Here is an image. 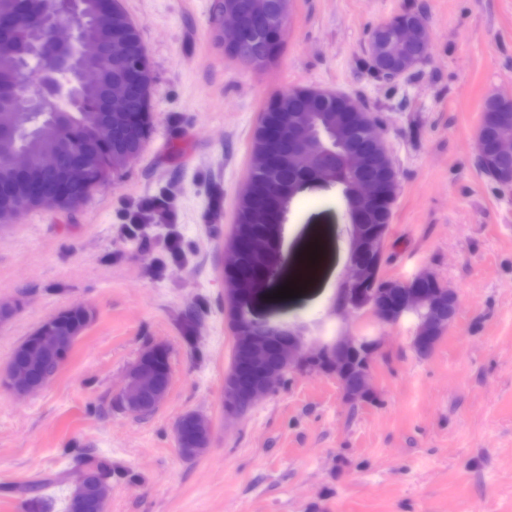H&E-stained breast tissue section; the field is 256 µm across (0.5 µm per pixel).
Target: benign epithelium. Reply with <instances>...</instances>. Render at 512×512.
Wrapping results in <instances>:
<instances>
[{"instance_id":"benign-epithelium-1","label":"benign epithelium","mask_w":512,"mask_h":512,"mask_svg":"<svg viewBox=\"0 0 512 512\" xmlns=\"http://www.w3.org/2000/svg\"><path fill=\"white\" fill-rule=\"evenodd\" d=\"M291 2L221 0L217 34L224 43V52L249 67L260 69L270 65L280 50V36L290 18ZM80 10L81 5L77 2L67 15L49 21L41 0H21L20 8V13L35 26L47 27L45 44L56 71L73 73L79 87L95 94L97 112L93 113L86 134L68 149L69 164L62 170L53 166L47 171L48 179L54 183V191L52 196L45 198V202L63 203L71 208L79 205V201L72 196L73 188L87 182L89 173L96 166V155H108V168L116 171L139 154L137 150L130 151L125 143L112 146V136L117 126V122L113 121V106L124 104L132 86L141 88L148 96L152 94V75L144 59H131L123 39L112 35L110 30L97 37L87 35ZM251 19L263 21V36L272 46L268 56H256L247 50V37L252 35L249 28ZM428 36V26L424 21L402 25L395 32L371 39L369 52L379 61L401 58L402 70L396 72L400 76L423 62L424 52L414 53L411 48H423ZM0 89L40 107L49 101L67 103L71 98V80L53 82L49 72L44 70L24 69L19 73L15 85H3ZM361 113L363 110L351 102L336 125V135L342 143L347 169L354 177L355 196L360 206L356 222L352 224L350 272L340 288L337 306L342 311L371 316L386 326H395L405 319L412 320V346L423 357L433 347L436 334L447 333L455 322L460 307L459 296L427 269L407 280L386 279L388 286L396 293L393 302L385 301L376 292L364 288L365 284L378 277L377 262L384 256L385 237L379 232L370 231L369 225L361 222V217L374 211L380 204L387 194L389 181L358 177L368 167L370 154L360 150L357 138L364 134L385 156H390V152L376 121L371 120L363 126L359 124L357 116ZM324 151L325 142L317 128L307 124L303 115L294 116L288 123V156L303 165L317 160ZM496 157L504 167L512 161V134L506 132L498 138ZM33 167L28 154L6 146L0 154V168L9 176L3 190L13 192L21 186L26 195L41 196V184L32 180ZM27 212L26 201L15 203L11 210L0 217V228L15 223ZM224 304L232 325L234 347L245 353L247 364L255 376L253 386L243 394L224 389L226 413H244L274 392L289 372L334 377L345 398L352 403L363 402L373 392L371 366L381 347V339L338 335L330 342L319 343L303 352L300 350V330L271 324L256 317L253 305L241 298L238 289L225 288ZM246 325L265 327L270 330V335L246 333ZM79 337L78 333L58 336L49 322H42L23 341L26 367L8 365L0 376V385L18 396L40 390L43 384L33 381L30 371L43 370L51 362L63 365ZM171 378L172 375L164 376L157 367L138 360L127 372L120 398L126 402L132 398L151 399L156 407L165 398ZM192 423L195 431L193 444L209 447L208 420L197 414ZM92 481L95 482V512H104V500L110 490L109 478L102 477L95 481L91 472L84 468L72 495L81 497Z\"/></svg>"}]
</instances>
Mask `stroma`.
<instances>
[{"label":"stroma","mask_w":512,"mask_h":512,"mask_svg":"<svg viewBox=\"0 0 512 512\" xmlns=\"http://www.w3.org/2000/svg\"><path fill=\"white\" fill-rule=\"evenodd\" d=\"M213 2L119 0L153 75L142 151L81 206L0 229V302L18 305L0 322V369L44 320L79 303L95 313L40 391L0 387V512H29L39 483L64 512L83 455L112 463L106 512H512V190L479 171L475 147L484 102L512 101V0H295L282 53L260 71L225 56ZM408 10L427 20V58L377 79L369 35ZM296 86L347 95L376 117L400 183L385 272L433 271L460 311L425 358L410 322L371 330L336 311L351 221L335 186L311 184L289 205L255 312L306 326L307 347L339 332L381 336L377 401L351 404L334 379L291 374L229 418L224 244L259 115ZM312 251L316 276L276 298L283 272ZM155 343L172 386L139 417L116 400ZM191 412L211 439L188 458L174 429Z\"/></svg>","instance_id":"35a3bbf8"}]
</instances>
